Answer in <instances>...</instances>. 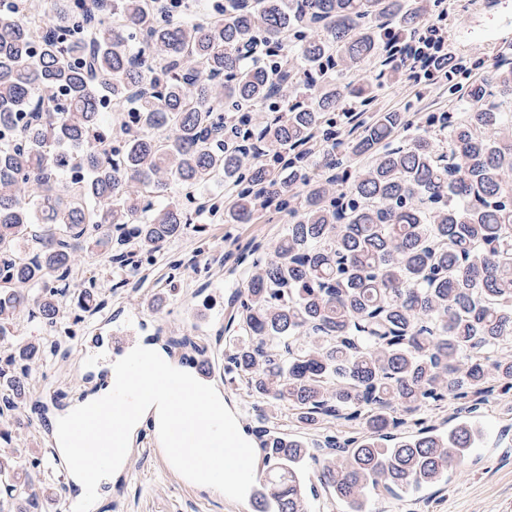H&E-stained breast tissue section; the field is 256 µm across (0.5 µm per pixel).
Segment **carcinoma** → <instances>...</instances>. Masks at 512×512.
<instances>
[{
	"label": "carcinoma",
	"instance_id": "carcinoma-1",
	"mask_svg": "<svg viewBox=\"0 0 512 512\" xmlns=\"http://www.w3.org/2000/svg\"><path fill=\"white\" fill-rule=\"evenodd\" d=\"M427 0H224L196 17L158 0H41L0 14V338L54 332L75 261L119 266L187 230L288 216L252 250L224 375L294 427L361 431L320 482L336 499L448 481L481 406L512 391V94L503 52L460 112H377L360 64L391 53ZM353 98L362 111H336ZM266 111L257 124L253 112ZM212 185L224 187L212 194ZM0 386L27 394V371ZM454 406L442 430L428 415ZM0 454V482L18 488ZM269 490L307 512L291 471Z\"/></svg>",
	"mask_w": 512,
	"mask_h": 512
}]
</instances>
